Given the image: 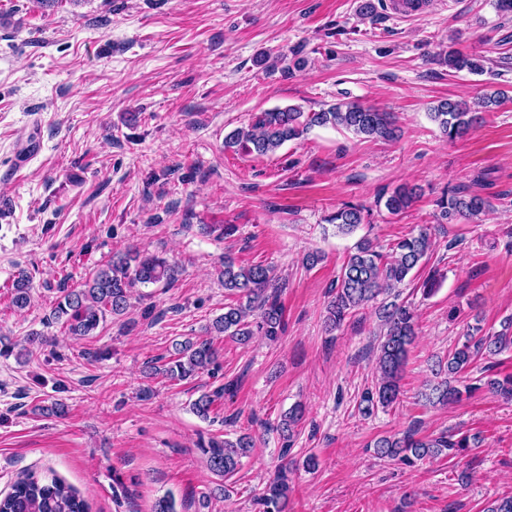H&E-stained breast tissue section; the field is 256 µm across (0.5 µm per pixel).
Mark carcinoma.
<instances>
[{
  "instance_id": "1",
  "label": "carcinoma",
  "mask_w": 512,
  "mask_h": 512,
  "mask_svg": "<svg viewBox=\"0 0 512 512\" xmlns=\"http://www.w3.org/2000/svg\"><path fill=\"white\" fill-rule=\"evenodd\" d=\"M448 68L456 72L479 74L484 71L481 60L458 50L450 49L445 57ZM504 93H484L474 102L448 98L430 108L428 115L437 123L450 141L466 136L477 123L478 113L502 102ZM332 126L352 132L367 139L392 141L398 137L399 128L391 113L383 112L358 101H343L318 111H305L299 106L278 107L258 112L245 128H238L224 138V149L260 156L275 153L285 143L300 138L314 127ZM416 198L412 187L401 186L386 198L384 208L391 215L405 212ZM441 217L450 221L462 219L476 221L489 208L488 200L480 196H444L438 201ZM365 208L346 205L331 214L327 222L342 234H350L364 223ZM434 247L430 234L422 229L416 235L403 238L382 254L368 240L361 241L355 252L348 255L334 287L335 294L328 305L326 330L333 332L345 318L360 307L389 293L401 285ZM178 269L159 256H143L135 249L113 255L93 272L78 288L58 289L53 318L63 321L66 332L73 337L93 335L106 316H121L130 307L131 290L137 284L171 286ZM219 279L227 294L236 298L235 303L224 306V313L212 323L218 336L227 335L245 344L256 335L274 339L284 330V310L278 300L279 282L274 270L262 264L243 266L231 257H224ZM13 305L23 309L30 304V280L21 272L13 283ZM379 317L384 332L379 337L376 365L379 378L375 386L366 390L360 400L363 413L374 407L388 408L400 396V379L409 347L413 344L416 329L415 315L410 305L391 301L379 307ZM512 346V321L503 322L499 332L481 333L480 327L472 328L463 344L448 352L446 361L439 363L448 377L429 386L421 393L432 404L447 405L458 400L462 392L471 393L485 388L501 397L512 400V376L503 379L487 377L464 389L451 384L458 380L483 356L496 355ZM150 375L164 374L175 380H187L200 373L215 375L218 369V351L209 339L187 340L175 344V357L162 365L146 366ZM234 384H222L211 393L201 394L193 403V412L200 418H210L212 405ZM471 437L464 434H440L417 438L411 432L400 436L386 435L377 438L374 448L382 456L398 458L408 464L426 456L436 457L448 451L462 452L470 447ZM253 447V440L241 435L236 440L212 438L201 446L209 470L221 478V483L202 494L199 508L209 507L211 499L228 491L227 480L238 471L241 459ZM287 468H281L267 483L261 498L263 512H288ZM0 512H87L86 504L77 492L57 477L41 479L27 475L14 483L11 491L0 498Z\"/></svg>"
}]
</instances>
